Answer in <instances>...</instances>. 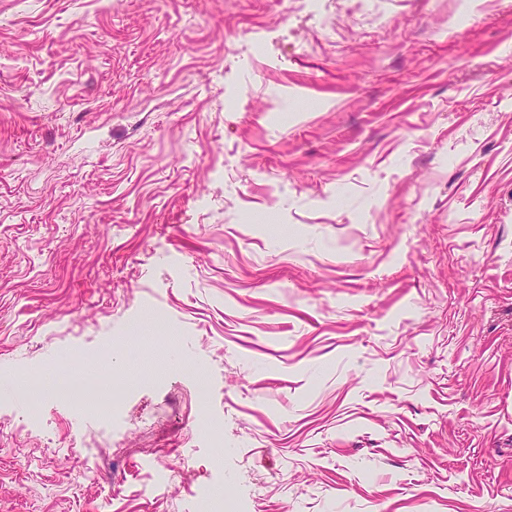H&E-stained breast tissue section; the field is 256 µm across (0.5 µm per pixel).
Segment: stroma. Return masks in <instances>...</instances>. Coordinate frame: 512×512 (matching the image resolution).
<instances>
[{
  "label": "stroma",
  "mask_w": 512,
  "mask_h": 512,
  "mask_svg": "<svg viewBox=\"0 0 512 512\" xmlns=\"http://www.w3.org/2000/svg\"><path fill=\"white\" fill-rule=\"evenodd\" d=\"M61 348L124 414L0 406V512H512V0H0V371ZM101 448H89L85 444L83 438L80 439L79 447L78 441L72 444L71 448H66V453L63 454V458L69 457L70 455L81 456L84 459L86 465L87 475L96 476L99 473L98 469V458Z\"/></svg>",
  "instance_id": "1"
}]
</instances>
